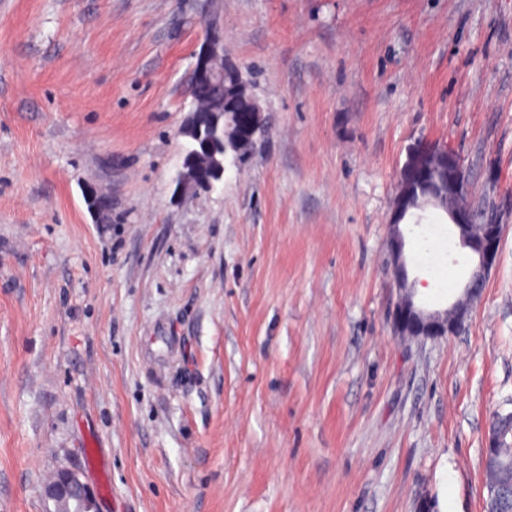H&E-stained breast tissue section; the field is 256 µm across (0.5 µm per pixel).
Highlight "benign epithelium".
I'll use <instances>...</instances> for the list:
<instances>
[{"mask_svg": "<svg viewBox=\"0 0 512 512\" xmlns=\"http://www.w3.org/2000/svg\"><path fill=\"white\" fill-rule=\"evenodd\" d=\"M223 43L210 29H205V42L198 55L196 82L198 89L206 91L215 85H224L221 111L211 113L206 122H200L193 141L219 143L221 147L203 156L196 149L189 153L183 181L201 189H209L224 177V157L236 152L242 145L256 143L255 135L261 131L258 121L260 108L247 98L246 84L239 79L224 84ZM421 203L442 208L448 213L458 230L463 246L477 256V264L465 284L464 298L444 311H427L414 302V288L408 281L404 255V237L400 221L406 211ZM395 220L389 224V264L399 288L400 297L390 313L395 333L412 338H434L459 331L469 311L480 298L486 281L495 266L504 231L499 216L478 223V213L469 196L467 181L457 155L447 148H427L410 155L400 173L399 190L394 207ZM504 431L501 426L487 429L484 456L487 465L493 449L499 447ZM43 497L57 505V512H98L97 502L80 472L71 467L57 469L42 488Z\"/></svg>", "mask_w": 512, "mask_h": 512, "instance_id": "obj_1", "label": "benign epithelium"}]
</instances>
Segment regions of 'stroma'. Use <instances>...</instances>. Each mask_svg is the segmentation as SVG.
I'll return each mask as SVG.
<instances>
[{"mask_svg": "<svg viewBox=\"0 0 512 512\" xmlns=\"http://www.w3.org/2000/svg\"><path fill=\"white\" fill-rule=\"evenodd\" d=\"M208 22L265 131L210 191L176 181ZM426 146L504 234L465 327L415 340L387 242ZM401 229L450 307L448 216ZM510 411L512 0H0V512H53L62 466L100 512H483Z\"/></svg>", "mask_w": 512, "mask_h": 512, "instance_id": "obj_1", "label": "stroma"}]
</instances>
